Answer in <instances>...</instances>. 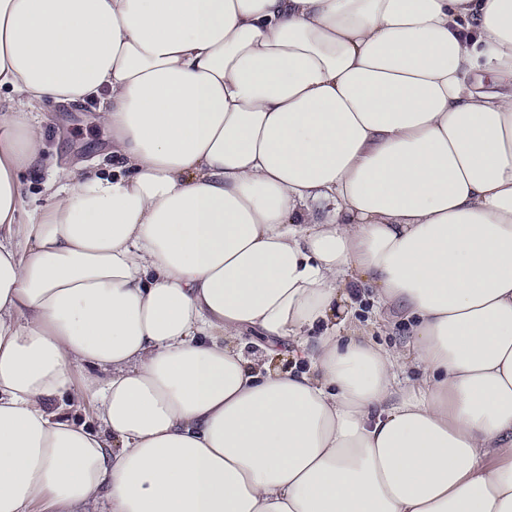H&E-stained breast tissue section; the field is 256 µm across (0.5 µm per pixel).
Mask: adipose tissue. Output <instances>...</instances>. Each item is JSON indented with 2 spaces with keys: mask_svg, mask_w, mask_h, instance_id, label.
<instances>
[{
  "mask_svg": "<svg viewBox=\"0 0 512 512\" xmlns=\"http://www.w3.org/2000/svg\"><path fill=\"white\" fill-rule=\"evenodd\" d=\"M2 88L0 512H512V0H0ZM97 103L92 101L63 104L46 102L35 112L45 128V146L41 160L23 175L25 191L20 219L39 209L45 202L42 184L53 174L55 167L98 165L112 170V156L107 152L111 134L95 121ZM351 296L359 302V309L355 313L356 319L361 323L368 324V329L372 335V339L377 344L393 347L404 345L409 338V322L404 321L403 316L398 312L377 316L373 312L371 301L372 289L369 287L358 286V288L350 289Z\"/></svg>",
  "mask_w": 512,
  "mask_h": 512,
  "instance_id": "ef3b65f1",
  "label": "adipose tissue"
}]
</instances>
